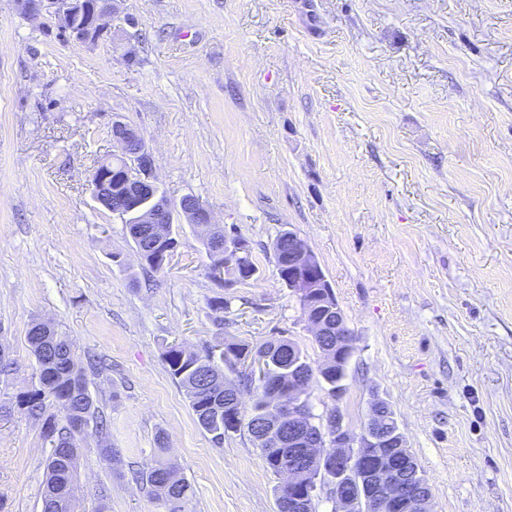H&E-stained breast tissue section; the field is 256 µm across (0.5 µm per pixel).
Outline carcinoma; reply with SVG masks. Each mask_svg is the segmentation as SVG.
Segmentation results:
<instances>
[{
	"instance_id": "cac0c4a2",
	"label": "carcinoma",
	"mask_w": 512,
	"mask_h": 512,
	"mask_svg": "<svg viewBox=\"0 0 512 512\" xmlns=\"http://www.w3.org/2000/svg\"><path fill=\"white\" fill-rule=\"evenodd\" d=\"M144 228L143 224L126 225L143 264L159 271L161 264L155 258L169 248L173 238L154 236L147 241L142 237ZM233 239L244 244L245 256L237 269L231 271L226 268L219 278L215 270L223 264V259L210 246H205L207 273L221 288L228 278L243 283L252 279L257 271L247 240L237 232ZM273 252L276 266L287 270L285 254L288 253V230H282L277 236L273 242ZM208 307L217 326L224 327V311L229 308L228 301L216 296L208 302ZM27 340L37 365L38 384L16 397V407L42 421L44 433L53 442L46 461L43 512H67L70 491L76 483L79 440L92 424L97 432H103L105 422L88 388L85 373L75 368L73 341L52 327L42 336L28 335ZM313 341L323 358L330 361L320 370V375L324 390L334 399L336 382L347 376L345 372L336 374V337L315 336ZM256 353L265 356V381L255 379L253 373L245 369L237 370L234 380L226 377L224 365L236 370L237 366ZM305 358L306 353L299 345L283 336H273L258 346L226 342L224 337L219 336L216 344L201 352L169 346L164 353L169 373L183 390L197 423L211 435L214 444H224V437L243 428L249 430L256 421L264 423V434L257 436L252 433L250 437L253 445L260 449L268 468L275 474L287 463L288 444L277 427V415L270 408V403L275 394L298 384L299 379L292 372V366L297 361L304 360L302 372L312 371ZM243 387L252 390L253 394L248 412L243 410L242 404L235 402V396L240 394ZM169 471L177 472V464L161 457L142 474V480L162 502L166 512H186V505L194 494L192 485L183 477L177 479L174 485L166 484L164 475Z\"/></svg>"
}]
</instances>
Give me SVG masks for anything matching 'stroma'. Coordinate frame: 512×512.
Returning <instances> with one entry per match:
<instances>
[{
  "mask_svg": "<svg viewBox=\"0 0 512 512\" xmlns=\"http://www.w3.org/2000/svg\"><path fill=\"white\" fill-rule=\"evenodd\" d=\"M109 24L63 42L0 0V343L18 363L0 374V512H42L51 444L11 407L38 382L39 319L79 366L105 361L87 379L108 429L80 442L76 512H165L138 478L161 432L188 512H277L248 432L215 446L164 352L284 336L320 361L277 274L286 228L356 336L343 398L307 388L316 422L337 410L357 434L386 400L431 512H512V0H119ZM116 116L171 200L237 228L254 279L218 288L192 224L162 270L141 264L88 186Z\"/></svg>",
  "mask_w": 512,
  "mask_h": 512,
  "instance_id": "obj_1",
  "label": "stroma"
}]
</instances>
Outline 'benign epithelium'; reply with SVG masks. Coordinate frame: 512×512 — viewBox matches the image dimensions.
I'll return each instance as SVG.
<instances>
[{"instance_id": "benign-epithelium-1", "label": "benign epithelium", "mask_w": 512, "mask_h": 512, "mask_svg": "<svg viewBox=\"0 0 512 512\" xmlns=\"http://www.w3.org/2000/svg\"><path fill=\"white\" fill-rule=\"evenodd\" d=\"M118 0H14L17 9L29 19L46 28L55 29L62 38L85 44L96 43L108 32V18L115 11ZM113 160L120 170L113 176L105 170L97 172L91 184L97 202L118 195L126 200L125 224H155V232L168 224H195L209 233L214 224L210 210L196 197L184 196L178 202L162 195L155 175L154 159L138 131L114 118L111 125ZM292 250L288 253V274L282 283L302 300L301 310L313 336L336 328V335H350L341 305L330 306L319 313L317 306L308 303V297L323 290L333 294L332 285L316 261L308 245L294 232H288ZM243 258V249L224 242V265L236 267ZM304 386L288 389L276 403L282 417L292 423L308 411ZM389 420L374 404L368 417V429L355 435L344 425L341 413L329 417L326 425L315 428L303 442L292 438L293 462L281 472L280 487L288 492V507L294 509L306 499H315L328 490L336 504L335 512H431V494L419 493L406 482L409 477L418 481L420 488L428 487L421 473H412L408 460L385 452L376 459V467L367 472L372 478V491L362 497L348 490L345 480L351 468L372 448H389L393 435L387 429Z\"/></svg>"}]
</instances>
